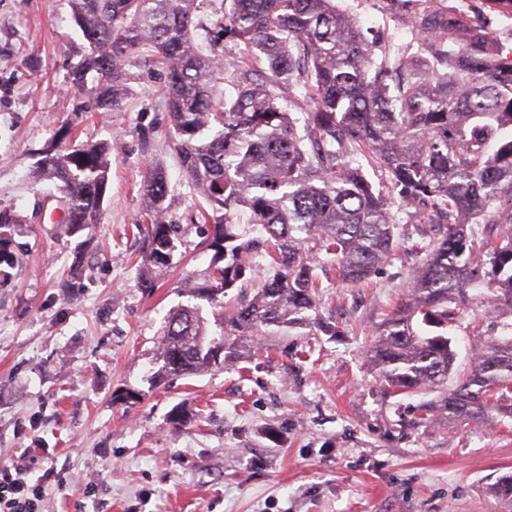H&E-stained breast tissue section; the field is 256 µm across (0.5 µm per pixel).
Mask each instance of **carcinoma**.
Instances as JSON below:
<instances>
[{"label": "carcinoma", "mask_w": 512, "mask_h": 512, "mask_svg": "<svg viewBox=\"0 0 512 512\" xmlns=\"http://www.w3.org/2000/svg\"><path fill=\"white\" fill-rule=\"evenodd\" d=\"M422 44H397L376 57L373 42L335 0H230L224 37L256 50L241 60L233 92L215 102L209 87L218 58L195 45L191 0H71L89 51L73 68L72 86L120 109L132 60L147 57L166 74L164 104L184 173L208 209L205 247L213 258L194 297L213 306L237 290V305L210 336L200 307L174 312L159 336L155 377L221 369L235 337L320 322L315 270L336 280L369 281L400 250V224L428 225L425 259L408 275L401 301L375 331L364 357L398 394L429 390L419 423H483L512 412V322L482 341L469 369L447 388L457 351L440 328L458 320L454 304L477 303L512 317V47L488 29L492 12L512 0H481L460 12L448 0H397ZM310 103L298 133L280 87ZM60 131L42 149L32 178L64 202L63 231L73 237L101 223L112 164L108 145H73ZM384 171L406 220L367 179L361 160ZM150 262L169 263L178 224L166 219L168 182L149 169ZM250 214L257 233L234 221ZM20 223L0 207V264L11 265L2 229ZM482 225L481 230L474 225ZM269 258L257 287L254 260ZM487 493L512 506V473Z\"/></svg>", "instance_id": "cac0c4a2"}]
</instances>
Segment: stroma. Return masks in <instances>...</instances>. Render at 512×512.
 <instances>
[{"instance_id":"stroma-1","label":"stroma","mask_w":512,"mask_h":512,"mask_svg":"<svg viewBox=\"0 0 512 512\" xmlns=\"http://www.w3.org/2000/svg\"><path fill=\"white\" fill-rule=\"evenodd\" d=\"M336 7L383 44L412 39L383 0ZM87 48L69 0H0V206L23 217L9 231L17 261L0 265V461L29 453L47 512H501L485 489L512 471V413L414 426L430 394L388 392L363 358L425 257L417 225L367 284L322 277L316 314L339 336L312 324L242 336L231 365L151 382L166 316L196 303L208 227L173 151L158 66L136 60L121 111L107 112L70 83ZM63 128L76 143L112 145L102 222L76 238L50 223L56 203L30 179ZM150 165L167 176L182 234L145 288ZM504 320L465 305L448 328L456 368ZM177 407L186 417L174 426ZM62 468L94 495L60 483Z\"/></svg>"}]
</instances>
